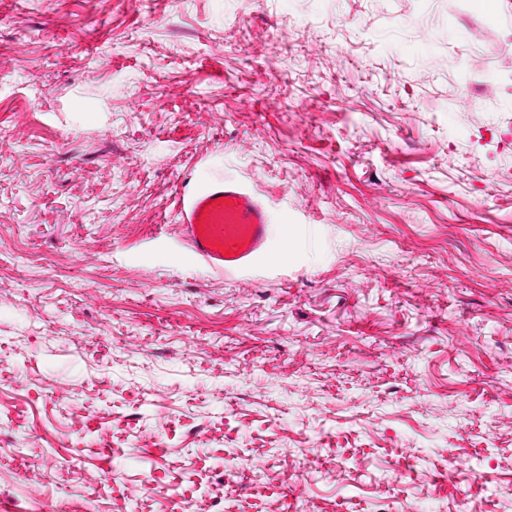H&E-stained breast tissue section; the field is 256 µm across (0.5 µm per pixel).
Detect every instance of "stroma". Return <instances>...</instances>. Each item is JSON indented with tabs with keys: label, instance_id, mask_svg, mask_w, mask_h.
I'll list each match as a JSON object with an SVG mask.
<instances>
[{
	"label": "stroma",
	"instance_id": "1",
	"mask_svg": "<svg viewBox=\"0 0 512 512\" xmlns=\"http://www.w3.org/2000/svg\"><path fill=\"white\" fill-rule=\"evenodd\" d=\"M408 506L512 512V0H0V512ZM180 201V223L199 258L225 275L256 268L274 217L252 191L221 179L184 193Z\"/></svg>",
	"mask_w": 512,
	"mask_h": 512
}]
</instances>
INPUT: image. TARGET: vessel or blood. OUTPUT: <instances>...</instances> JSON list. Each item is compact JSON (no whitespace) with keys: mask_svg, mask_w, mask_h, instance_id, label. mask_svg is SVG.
Masks as SVG:
<instances>
[{"mask_svg":"<svg viewBox=\"0 0 512 512\" xmlns=\"http://www.w3.org/2000/svg\"><path fill=\"white\" fill-rule=\"evenodd\" d=\"M179 216L193 252L227 274L256 268L274 222L271 210L252 191L223 179L183 194Z\"/></svg>","mask_w":512,"mask_h":512,"instance_id":"b4317fda","label":"vessel or blood"}]
</instances>
